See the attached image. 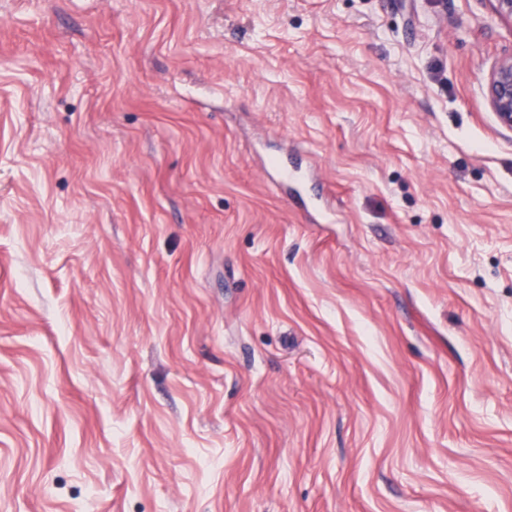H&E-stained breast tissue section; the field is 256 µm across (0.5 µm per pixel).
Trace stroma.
Returning <instances> with one entry per match:
<instances>
[{"instance_id":"1","label":"stroma","mask_w":512,"mask_h":512,"mask_svg":"<svg viewBox=\"0 0 512 512\" xmlns=\"http://www.w3.org/2000/svg\"><path fill=\"white\" fill-rule=\"evenodd\" d=\"M511 54L491 0H0V512H512ZM487 96L499 122L512 129V56L499 62L490 73Z\"/></svg>"}]
</instances>
